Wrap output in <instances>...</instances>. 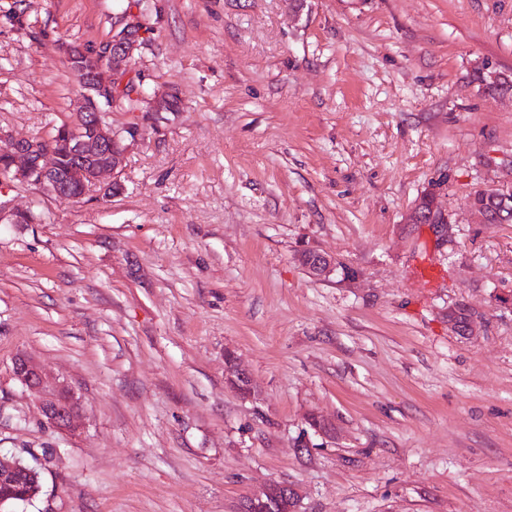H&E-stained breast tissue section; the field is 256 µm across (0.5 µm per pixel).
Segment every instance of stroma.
I'll list each match as a JSON object with an SVG mask.
<instances>
[{
	"label": "stroma",
	"instance_id": "stroma-1",
	"mask_svg": "<svg viewBox=\"0 0 512 512\" xmlns=\"http://www.w3.org/2000/svg\"><path fill=\"white\" fill-rule=\"evenodd\" d=\"M127 3L0 0L1 135L70 121L60 46ZM147 3L134 70L179 109L109 115L139 130L122 190L6 195L42 220L0 223V454L42 492L0 512H234L273 481L299 512H512V223L467 206L512 182V99L473 80L512 72V0ZM426 192L451 236L405 223ZM306 248L336 271L310 275ZM19 353L73 390L79 434L45 421ZM225 378L230 387L244 399L255 398V390L246 373L237 363V358L233 351L226 353Z\"/></svg>",
	"mask_w": 512,
	"mask_h": 512
}]
</instances>
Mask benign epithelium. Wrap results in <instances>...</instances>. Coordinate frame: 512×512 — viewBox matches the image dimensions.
<instances>
[{
    "mask_svg": "<svg viewBox=\"0 0 512 512\" xmlns=\"http://www.w3.org/2000/svg\"><path fill=\"white\" fill-rule=\"evenodd\" d=\"M145 28L138 12L128 11L124 18L112 28V39L95 46L92 53H78L70 46L64 47L65 57L75 63L91 62L90 83L86 91L78 97V115L86 116L90 132L75 131V135H65V147L71 154L106 152L108 162L94 165L79 174L81 195L91 191L105 198L120 185L119 175L123 171L127 155L137 141L138 128L128 126L115 130L107 121L104 112L106 100L112 105L120 104V98L128 82L134 77L132 63L144 45ZM168 98L140 93V102L144 106L140 112H162ZM0 161L5 163L6 177L0 180V187L7 189L15 182L32 183L42 186L59 200H68L70 196L56 181L58 155L54 149L45 145L44 140L31 137L11 140L4 149H0ZM427 205H416L405 218L407 224H437L445 233H451L441 215V208L435 194L425 193ZM35 220L32 210H8L0 205V223L30 224ZM297 260L310 274L326 277L336 270V259L325 254L304 250ZM448 325L461 335H470L475 325V317L458 322L453 310H448ZM13 371L17 380L30 390L41 394L40 408L43 417L53 427L73 432L78 427L81 408L70 388L62 384H49L41 367L25 355L14 359ZM226 381L230 387L244 399L255 398V390L246 373L237 363L233 351L226 353ZM300 500L298 490L288 484L271 482L260 491L243 499L236 512H298Z\"/></svg>",
    "mask_w": 512,
    "mask_h": 512,
    "instance_id": "benign-epithelium-1",
    "label": "benign epithelium"
}]
</instances>
